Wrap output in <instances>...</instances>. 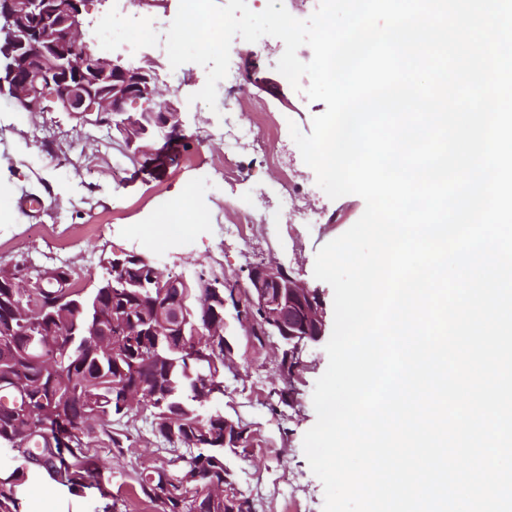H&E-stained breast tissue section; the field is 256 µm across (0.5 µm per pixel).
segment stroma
<instances>
[{
  "mask_svg": "<svg viewBox=\"0 0 512 512\" xmlns=\"http://www.w3.org/2000/svg\"><path fill=\"white\" fill-rule=\"evenodd\" d=\"M206 76L205 67L186 63L176 84L163 85L166 97L179 103L187 138L177 162L150 175L137 173L112 136L99 128L79 125L63 112H22L0 97V181L11 186L0 195V264L62 262L80 284L89 285L104 276L103 257L128 251L150 253L165 271L190 276L205 270L231 280L245 279L249 263L266 260L294 270L308 287L320 290L325 305H332V287L313 274L316 252L346 232L365 203L356 195L330 199L289 131L294 124L311 133L325 103L288 87L275 68L265 65L259 70L260 83L248 86L276 110L281 137L272 148L311 192L316 223L292 224L279 210L278 172L262 164L260 154L241 155L239 178L228 181L217 173L224 145L211 131L239 105L231 89L213 109L191 101ZM160 195L172 201L190 197L193 216L186 237L157 232ZM32 197L38 206L20 209V200ZM228 197L267 217L251 226L247 239L223 242L216 234L214 224L223 220ZM224 336L238 371L226 376L218 406L254 434L249 447L224 456L232 484L252 503L253 512H323L324 488L304 455L303 437L316 422L312 394L328 366L324 343L305 350L303 367L290 384L294 401L286 405L279 392L289 384L275 370L272 347L248 336L230 305ZM88 446L105 466L108 490L121 500L130 493L135 468L158 465L165 458L144 431L131 433L120 453L109 450L101 437L89 438ZM25 490L28 512H102L105 505L97 490L72 496L40 475L31 476Z\"/></svg>",
  "mask_w": 512,
  "mask_h": 512,
  "instance_id": "obj_1",
  "label": "stroma"
}]
</instances>
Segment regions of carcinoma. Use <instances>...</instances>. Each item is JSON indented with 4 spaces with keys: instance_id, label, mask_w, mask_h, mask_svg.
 <instances>
[{
    "instance_id": "carcinoma-1",
    "label": "carcinoma",
    "mask_w": 512,
    "mask_h": 512,
    "mask_svg": "<svg viewBox=\"0 0 512 512\" xmlns=\"http://www.w3.org/2000/svg\"><path fill=\"white\" fill-rule=\"evenodd\" d=\"M53 270L66 287L24 295L0 279V323L15 322L13 346L0 347V451L14 453L16 466L0 473V512H27L23 486L38 471L74 496L96 489L105 497L103 467L88 453L85 439L95 433L108 446L122 451L128 431L145 428L168 455L159 465L135 471L136 497L152 504L155 512H190L205 482L222 483L230 477L224 468V413L200 405L185 354L156 351L162 336H110L120 352H104L89 325L112 329V292L97 282L79 285L69 266ZM202 270L179 289L186 305L195 308ZM125 306L137 312L151 309L152 298L130 288ZM127 377L143 385L142 408L120 405L115 379ZM184 420L183 436L193 431L199 416L207 418L206 438L200 447L173 439L167 431L168 414Z\"/></svg>"
}]
</instances>
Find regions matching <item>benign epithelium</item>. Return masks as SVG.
Returning a JSON list of instances; mask_svg holds the SVG:
<instances>
[{
	"label": "benign epithelium",
	"mask_w": 512,
	"mask_h": 512,
	"mask_svg": "<svg viewBox=\"0 0 512 512\" xmlns=\"http://www.w3.org/2000/svg\"><path fill=\"white\" fill-rule=\"evenodd\" d=\"M86 0H0V95L24 112H65L79 123L101 127L117 120L128 130L130 147L139 160L151 158L164 137L180 138L184 128L180 107L162 98L156 64L129 62L121 54H108L87 37L92 26L84 15ZM134 260L147 266L149 287L158 294L154 318L167 328L181 331L179 350L198 363L217 362V336L212 327L192 321L184 301H171L181 277L157 275L152 260L129 252L101 263L112 275L124 274ZM30 265L19 266L14 284L28 294L44 287L50 273L32 274ZM221 296L230 299L236 317L248 335L276 340L288 350V378L303 366V352L326 333L321 293L309 288L295 272L274 261L247 267L244 282L224 284V293L203 294L200 307L210 308ZM202 399L217 393L209 375L195 380ZM233 432V443L247 447L249 428L224 418V432Z\"/></svg>",
	"instance_id": "7a95c632"
}]
</instances>
